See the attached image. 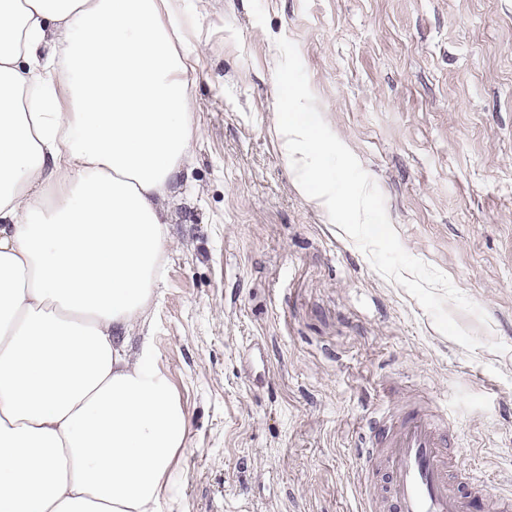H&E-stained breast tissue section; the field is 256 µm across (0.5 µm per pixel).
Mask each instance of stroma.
Instances as JSON below:
<instances>
[{
    "label": "stroma",
    "mask_w": 512,
    "mask_h": 512,
    "mask_svg": "<svg viewBox=\"0 0 512 512\" xmlns=\"http://www.w3.org/2000/svg\"><path fill=\"white\" fill-rule=\"evenodd\" d=\"M199 125L140 332L189 414L172 512H361L380 402L441 408L472 512L512 481V0H180ZM404 249L487 315L474 351L296 190L270 120L279 37Z\"/></svg>",
    "instance_id": "35a3bbf8"
}]
</instances>
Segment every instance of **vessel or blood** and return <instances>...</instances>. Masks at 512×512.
Returning a JSON list of instances; mask_svg holds the SVG:
<instances>
[{
    "instance_id": "obj_1",
    "label": "vessel or blood",
    "mask_w": 512,
    "mask_h": 512,
    "mask_svg": "<svg viewBox=\"0 0 512 512\" xmlns=\"http://www.w3.org/2000/svg\"><path fill=\"white\" fill-rule=\"evenodd\" d=\"M451 436L433 414L412 409L391 415L379 408L367 431L354 442L358 460L380 458L394 512H469L466 487H483L471 471L450 475Z\"/></svg>"
}]
</instances>
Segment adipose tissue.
<instances>
[{
	"label": "adipose tissue",
	"mask_w": 512,
	"mask_h": 512,
	"mask_svg": "<svg viewBox=\"0 0 512 512\" xmlns=\"http://www.w3.org/2000/svg\"><path fill=\"white\" fill-rule=\"evenodd\" d=\"M175 0H0V512H162L188 414L130 349L197 133ZM272 122L328 214L334 145Z\"/></svg>",
	"instance_id": "1"
}]
</instances>
